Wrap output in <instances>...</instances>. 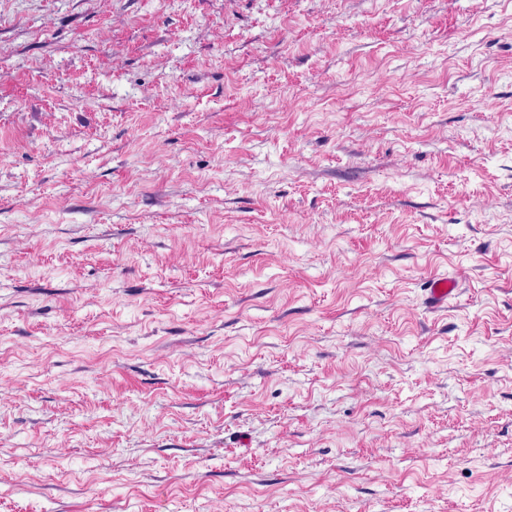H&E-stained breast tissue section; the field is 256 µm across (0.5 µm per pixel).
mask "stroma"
<instances>
[{
    "mask_svg": "<svg viewBox=\"0 0 512 512\" xmlns=\"http://www.w3.org/2000/svg\"><path fill=\"white\" fill-rule=\"evenodd\" d=\"M0 512H512V0H0ZM427 300L432 307H441L448 303V298L457 291L456 282L447 277H435L428 286Z\"/></svg>",
    "mask_w": 512,
    "mask_h": 512,
    "instance_id": "1",
    "label": "stroma"
}]
</instances>
